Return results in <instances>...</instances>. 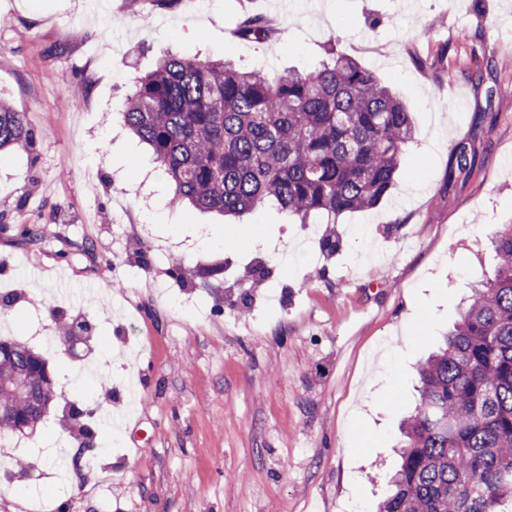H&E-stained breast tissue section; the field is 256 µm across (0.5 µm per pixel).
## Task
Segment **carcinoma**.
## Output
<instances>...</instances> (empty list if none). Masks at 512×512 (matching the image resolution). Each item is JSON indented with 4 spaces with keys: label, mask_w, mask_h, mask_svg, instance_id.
I'll list each match as a JSON object with an SVG mask.
<instances>
[{
    "label": "carcinoma",
    "mask_w": 512,
    "mask_h": 512,
    "mask_svg": "<svg viewBox=\"0 0 512 512\" xmlns=\"http://www.w3.org/2000/svg\"><path fill=\"white\" fill-rule=\"evenodd\" d=\"M271 31L258 15L237 27L249 41ZM326 55L317 69L274 77L168 55L135 82L124 125L151 148L176 204L236 217L273 202L334 224L391 193L415 128L403 96L355 58ZM33 138L24 113L0 99V154ZM493 246L495 277L419 368L401 464L378 512H512V224ZM23 349L0 354L1 374L22 364ZM33 411L16 396L0 429Z\"/></svg>",
    "instance_id": "obj_1"
}]
</instances>
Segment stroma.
Segmentation results:
<instances>
[{"mask_svg":"<svg viewBox=\"0 0 512 512\" xmlns=\"http://www.w3.org/2000/svg\"><path fill=\"white\" fill-rule=\"evenodd\" d=\"M249 14L273 35L241 41ZM329 46L414 101L392 195L329 228L273 204L233 224L171 207L120 126L135 77L169 53L273 76ZM0 96L35 130L0 159V290L26 292L0 317L56 394L12 434L0 512H377L416 366L512 222V0H0ZM62 310L93 325L80 358L57 341ZM71 402L108 415L78 489L58 462Z\"/></svg>","mask_w":512,"mask_h":512,"instance_id":"stroma-1","label":"stroma"}]
</instances>
